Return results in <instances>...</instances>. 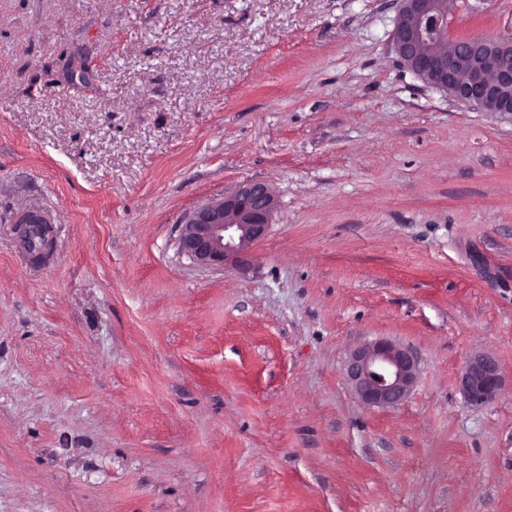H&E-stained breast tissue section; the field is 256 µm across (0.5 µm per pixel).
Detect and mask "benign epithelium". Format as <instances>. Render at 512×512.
Here are the masks:
<instances>
[{"label": "benign epithelium", "mask_w": 512, "mask_h": 512, "mask_svg": "<svg viewBox=\"0 0 512 512\" xmlns=\"http://www.w3.org/2000/svg\"><path fill=\"white\" fill-rule=\"evenodd\" d=\"M400 20L391 40L402 61L427 85L484 112L512 113V36H473L442 54L431 49L422 28L448 27L439 0H400ZM278 208L274 188L266 181H244L194 208L180 224L179 246L194 262L224 266L239 261L265 238ZM50 227L35 217L24 221L23 237L50 247ZM418 372L413 353L389 340H378L353 352L346 377L360 401L370 407L399 404L413 387ZM460 388L465 399L482 405L503 389L496 361L475 356L464 366Z\"/></svg>", "instance_id": "benign-epithelium-1"}]
</instances>
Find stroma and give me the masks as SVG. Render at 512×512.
Here are the masks:
<instances>
[{
  "mask_svg": "<svg viewBox=\"0 0 512 512\" xmlns=\"http://www.w3.org/2000/svg\"><path fill=\"white\" fill-rule=\"evenodd\" d=\"M399 7L0 0V512H512V114L408 70ZM247 179V264L182 254ZM379 339L418 360L388 408L346 379ZM277 208L276 191L268 182L244 181L186 214L180 249L202 265L237 262L265 238ZM43 222L37 218L36 216H30L24 221L23 228V237L25 238V242L29 246L30 242L36 241V238L40 239V245L36 246V248L32 251V253H36V256L42 255L44 250L50 247V227L47 224H42ZM460 388L465 399L482 405L495 398L503 389V380L496 361L487 356H475L464 366Z\"/></svg>",
  "mask_w": 512,
  "mask_h": 512,
  "instance_id": "obj_1",
  "label": "stroma"
}]
</instances>
